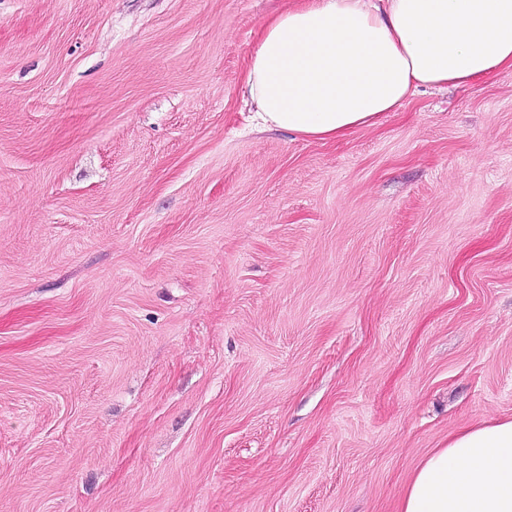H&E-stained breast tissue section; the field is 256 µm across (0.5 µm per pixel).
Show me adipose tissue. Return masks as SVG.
Wrapping results in <instances>:
<instances>
[{"instance_id": "1", "label": "adipose tissue", "mask_w": 512, "mask_h": 512, "mask_svg": "<svg viewBox=\"0 0 512 512\" xmlns=\"http://www.w3.org/2000/svg\"><path fill=\"white\" fill-rule=\"evenodd\" d=\"M512 69V0H295L247 62L253 121L316 141L376 126L418 89ZM398 512H512V419L449 436Z\"/></svg>"}]
</instances>
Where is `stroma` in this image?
<instances>
[{
    "label": "stroma",
    "mask_w": 512,
    "mask_h": 512,
    "mask_svg": "<svg viewBox=\"0 0 512 512\" xmlns=\"http://www.w3.org/2000/svg\"><path fill=\"white\" fill-rule=\"evenodd\" d=\"M291 0H0V512H397L512 418V70L248 127Z\"/></svg>",
    "instance_id": "obj_1"
}]
</instances>
